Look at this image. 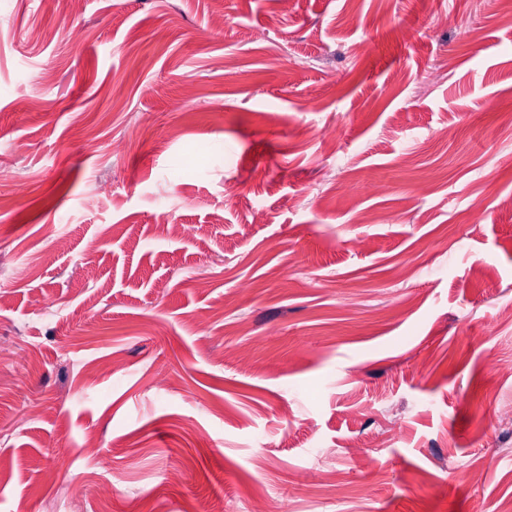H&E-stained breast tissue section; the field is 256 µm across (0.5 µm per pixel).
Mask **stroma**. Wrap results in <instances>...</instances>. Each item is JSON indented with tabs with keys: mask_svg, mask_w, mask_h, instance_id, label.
Masks as SVG:
<instances>
[{
	"mask_svg": "<svg viewBox=\"0 0 512 512\" xmlns=\"http://www.w3.org/2000/svg\"><path fill=\"white\" fill-rule=\"evenodd\" d=\"M0 291V512H506L512 12L0 0Z\"/></svg>",
	"mask_w": 512,
	"mask_h": 512,
	"instance_id": "35a3bbf8",
	"label": "stroma"
}]
</instances>
